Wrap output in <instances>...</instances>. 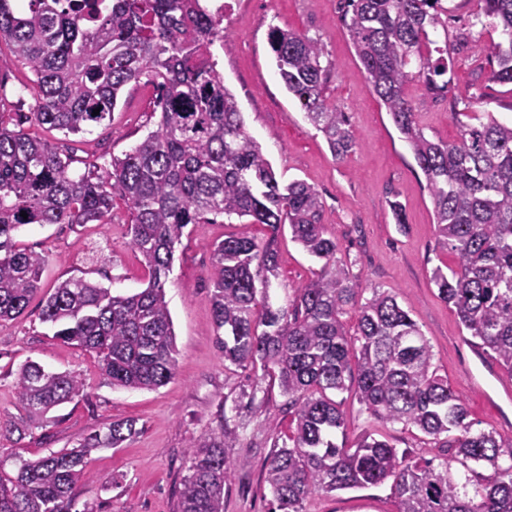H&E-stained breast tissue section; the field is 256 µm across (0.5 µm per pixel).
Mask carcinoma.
<instances>
[{
  "label": "carcinoma",
  "mask_w": 512,
  "mask_h": 512,
  "mask_svg": "<svg viewBox=\"0 0 512 512\" xmlns=\"http://www.w3.org/2000/svg\"><path fill=\"white\" fill-rule=\"evenodd\" d=\"M481 3L501 37L488 46L496 62L488 81L512 84V0ZM338 10L370 89L425 176L439 240L458 258L457 268L433 272L438 296L512 375V119L487 112L463 125L453 143L419 125L407 84L423 83L434 99L448 93L451 48L430 38L448 12L442 0H339ZM219 38V23L200 0H111L92 24L63 0H30L24 11L0 0V41L32 74L34 124L85 132L109 119L123 88L143 77L159 90L160 108L156 130L124 157L88 163L77 175L71 155L12 127L11 114L0 111V321L22 316L42 288L45 255L17 247L15 233L28 224H106L118 196L130 211V244L149 269L147 287L115 294L70 277L41 298V320L55 338L94 353L112 386L156 390L174 376L165 278L188 225L222 215L275 234L286 226L322 267L285 307L257 297V284L267 288L275 276L273 241L231 235L212 252V318L224 363L259 362L277 372L293 410L288 442L264 464L271 512H303L312 495L387 480L396 512H512V437L473 430L463 397L437 373L429 342L394 295L374 288L355 301L338 245L325 235L319 193L303 180L281 183L247 132L210 60ZM269 45L285 89L334 157H346L356 136L345 113L325 102L322 45L280 27L270 30ZM350 307L358 312L353 338L342 320ZM16 383L32 424L85 391L79 376L31 359L16 370ZM329 390L354 391L371 416L440 442L449 457L435 465L371 435L353 450L338 445L344 415ZM136 433L135 421L117 420L72 448L19 460L13 474L0 468V512H71L73 490L91 479V454ZM190 460L179 512H224V485L234 472L224 439L191 443Z\"/></svg>",
  "instance_id": "obj_1"
}]
</instances>
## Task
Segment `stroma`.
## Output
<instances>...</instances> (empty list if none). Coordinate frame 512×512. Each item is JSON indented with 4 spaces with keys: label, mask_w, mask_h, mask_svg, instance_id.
<instances>
[{
    "label": "stroma",
    "mask_w": 512,
    "mask_h": 512,
    "mask_svg": "<svg viewBox=\"0 0 512 512\" xmlns=\"http://www.w3.org/2000/svg\"><path fill=\"white\" fill-rule=\"evenodd\" d=\"M479 0H448L444 18L452 84L445 97L425 96L410 82L408 97L430 138L452 142L462 124L484 112L512 118V87L488 83L491 68L479 45L498 40L491 20L482 19ZM293 29L320 41L328 66L325 96L345 112L356 135L344 159L330 152L323 134L308 121L300 100L288 94L272 62L271 27ZM227 46L218 69L234 93L246 128L261 144L281 182L306 181L319 192L322 222L339 246L338 257L366 299L372 289L395 295L428 340L433 364L462 395L475 429L512 437V376L479 358L468 333L430 280L435 268H453L457 258L442 245L425 177L388 112L370 90L347 29L338 20V0H237L224 24ZM28 73L7 42H0V106L25 115V131L80 160L100 164L123 156L154 129L155 90L146 81L128 84L110 120L78 135L32 125L27 117L35 96L26 91ZM406 214L395 223L390 199ZM129 211L115 199L108 224H30L16 235L18 245L46 255L44 289L83 277L132 294L145 288L149 273L129 245ZM273 242L279 276L269 290L277 304L292 300L298 287L315 278L320 262L309 257L287 232L263 224L189 225L166 281V299L177 345L174 378L156 390L112 386L95 354L53 338L32 301L18 319L0 322V426L19 419L23 409L14 372L34 359L56 372L79 374L83 397L63 405L57 417L33 427L22 441L0 436V466L15 472L20 459L35 460L70 448L87 432L112 421L132 419L137 435L119 448L92 453L90 482L74 491L72 512H178V492L188 474L189 445L210 435L223 437L224 454L237 469L224 487V512H269L272 496L263 479L271 451L287 439L292 420L277 377L261 367L224 363L211 314L212 246L227 235ZM344 443L355 447L367 434L385 439L410 456L443 460L444 449L418 431L375 420L354 393H341ZM304 512H396L389 484L318 494Z\"/></svg>",
    "instance_id": "stroma-1"
}]
</instances>
